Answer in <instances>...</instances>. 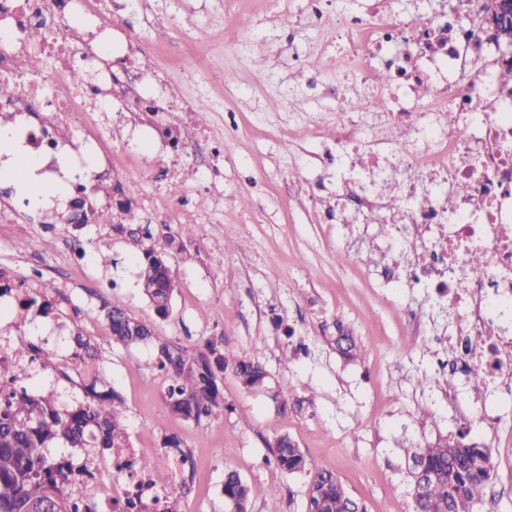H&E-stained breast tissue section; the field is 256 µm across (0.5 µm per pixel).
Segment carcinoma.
<instances>
[{
  "mask_svg": "<svg viewBox=\"0 0 512 512\" xmlns=\"http://www.w3.org/2000/svg\"><path fill=\"white\" fill-rule=\"evenodd\" d=\"M125 243L139 260V285L155 313L168 316L177 284L165 254L145 247L153 239L150 228L135 226L131 205L121 207ZM49 283L33 289L32 302L43 299L40 312L51 313ZM105 316L115 344L123 347L150 345L157 368L163 374L170 413L187 422L200 423L224 407L219 377L231 371L248 388L265 385L267 371L257 357L242 358L224 351V338L209 339L201 349H189L142 326L139 319L118 304L103 302L99 308L82 312L86 321ZM75 369L89 372L83 381L84 398L67 402L55 389L30 394L17 387L25 374L20 364L0 359V512H97V504L73 487L91 474L90 460L81 465L55 457L51 449L81 448L98 454L131 447L122 400L112 388L99 390L101 383L97 351L91 339L77 332L71 337ZM340 353L353 358L363 353L350 336L336 338ZM415 466L408 472L413 512H473L494 473L492 451L476 443L445 438L432 446L409 448ZM273 462L287 474L310 476L304 512H366L352 498L338 475L311 462L286 434L277 436ZM118 468L153 476L146 458L125 460ZM157 480L139 483L124 512H172L170 496L152 491ZM224 497L233 512H248L249 487L234 470L224 473Z\"/></svg>",
  "mask_w": 512,
  "mask_h": 512,
  "instance_id": "carcinoma-1",
  "label": "carcinoma"
}]
</instances>
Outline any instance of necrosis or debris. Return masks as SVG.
<instances>
[{
	"instance_id": "1",
	"label": "necrosis or debris",
	"mask_w": 512,
	"mask_h": 512,
	"mask_svg": "<svg viewBox=\"0 0 512 512\" xmlns=\"http://www.w3.org/2000/svg\"><path fill=\"white\" fill-rule=\"evenodd\" d=\"M374 0L367 17L337 16L336 36L350 52L328 67L324 55L305 61L311 80L336 98L338 145L362 153L371 169L396 176L403 208L391 209L387 196L366 188L360 172H337L336 193L353 196L359 214L384 212L396 229L390 251L407 250L415 262L407 271L410 288L435 289L452 311L454 353L442 360L449 377L468 376L482 365L477 390L492 386L512 393V89L497 74L507 61L491 32H478V12L463 13L476 0H448L429 18H407ZM95 17L99 32L112 29L106 0H0V80L13 88L0 98V120L27 118L25 146L43 162L46 178L59 173L58 157L69 129H77L95 177L112 178V144L102 131L105 113L140 112L144 98L133 81H121L117 46H94L85 37L83 16ZM41 55L46 65L32 74L16 68L19 57ZM481 61L470 70L471 61ZM83 64L93 75L85 87L71 72ZM392 74L390 83L373 80L375 68ZM427 99H418L420 84ZM125 86L116 96L115 86ZM383 102L386 129L365 128L350 107L349 94ZM406 127L416 143L405 146L390 134ZM466 193H455L458 184ZM485 259L479 274L470 258ZM466 282L458 291L457 282ZM90 486L94 499L110 507L131 493L129 475L101 467Z\"/></svg>"
}]
</instances>
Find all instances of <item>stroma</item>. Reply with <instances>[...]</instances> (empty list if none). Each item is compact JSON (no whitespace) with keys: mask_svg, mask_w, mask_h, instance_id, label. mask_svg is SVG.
<instances>
[{"mask_svg":"<svg viewBox=\"0 0 512 512\" xmlns=\"http://www.w3.org/2000/svg\"><path fill=\"white\" fill-rule=\"evenodd\" d=\"M372 0H112V41L130 60L153 57L168 80L157 111L138 123L112 113V184L120 196L98 194L96 209L125 199L167 237H154L176 280L170 314L159 318L142 295L138 267L124 239L99 224L81 236L91 252L109 251L105 267L59 259L53 240L67 228L69 193L31 221L0 226V267L38 264L45 280L64 287L67 269L82 274L101 300L123 305L163 336L190 347L223 337L225 350L259 356L265 388L245 389L232 374L219 384L224 406L201 424L172 417L151 347L116 345L104 318L81 326L38 317L24 329L65 351L73 328L94 339L103 384L125 403L130 441L156 448L164 436L182 438L197 457L194 494L170 499L174 512H227L224 472L237 471L250 488L251 512H267L278 488L279 512H302L308 475H287L272 461L276 435L335 471L367 512H412L405 451L450 437L484 439L478 421L461 424L435 399L447 388L437 364L450 344L421 348L402 316L411 301L439 314L433 299L385 281L391 262L389 226L369 223L370 235L349 247L354 227L319 216L336 205V188L321 184L317 154L333 150L336 102L312 89L303 62L335 52L330 30L337 13L361 16ZM206 106L198 119L196 107ZM314 121L317 138L297 146L280 129ZM189 126L197 150L173 147L166 130ZM189 192L180 206L177 195ZM191 234H183L184 226ZM365 345L348 361L336 351L337 326ZM303 400L283 410L275 394ZM474 411L496 409L493 495L476 512H512V399L486 392Z\"/></svg>","mask_w":512,"mask_h":512,"instance_id":"stroma-1","label":"stroma"}]
</instances>
